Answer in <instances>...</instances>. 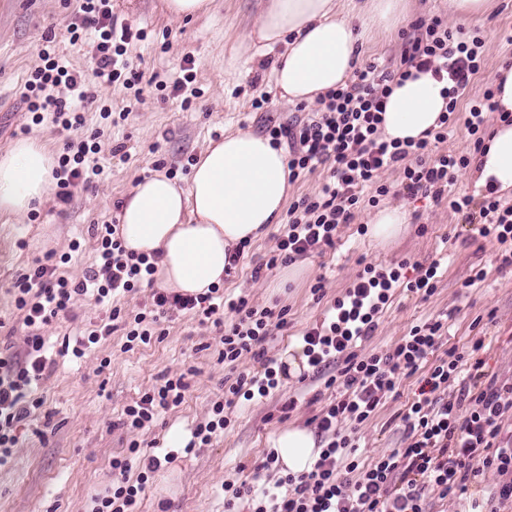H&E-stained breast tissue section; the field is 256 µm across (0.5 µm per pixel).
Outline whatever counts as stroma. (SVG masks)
<instances>
[{"mask_svg":"<svg viewBox=\"0 0 512 512\" xmlns=\"http://www.w3.org/2000/svg\"><path fill=\"white\" fill-rule=\"evenodd\" d=\"M268 0H214L208 13L174 19L162 0H112L113 13L133 28L146 32L145 40L128 51L134 68L143 75L141 95L115 85L102 89L113 111L129 107L125 121L112 124L97 108L85 112L84 134L100 132L102 151L98 163L105 175L94 187L74 188L68 205L54 195L23 219L0 217V348L25 347L21 316L9 292L11 282L48 253H72L66 275L78 277L95 261L96 242L90 225L108 224L117 217V206L141 177L154 173L158 163L179 165L178 180H187L183 167L197 158L214 135L250 130L264 133L268 123L285 124L296 119V106L284 103L272 80L277 51L251 55L245 35L258 21ZM78 9L77 0H0V152L18 140L21 127H30L39 139L60 155L67 139L51 123L32 125L22 95L32 70L39 66V51L47 34L55 36V50L71 67L91 74V48L70 43L66 29ZM448 0H405L389 29L372 23L369 16L355 18L362 43V59L388 62L398 56L402 33L419 19L447 14ZM464 35L480 32L485 40L484 67L470 93L479 95L495 69L512 63V44L504 33L512 31V0H494L485 16L462 26ZM193 55V88L199 95L190 108L164 97L155 79L178 76L183 59ZM267 93L268 104L253 108L254 98ZM389 206H404L408 222L401 236L387 243L359 234L372 208L362 209L354 223L342 226L333 248L321 256L297 259V278L287 276V265L265 269L282 225H272L268 236L251 242L239 263L221 285L226 295H249L259 306L288 307L290 324L274 331L269 357L278 359L296 346L297 335L321 322L327 302L343 297L349 283L364 265L387 267L405 263L404 274L414 277L415 265L441 260L442 276L436 293L421 299L396 290L385 305L373 336L363 344L368 352H384L410 328L441 317L448 323L444 347L472 345L484 338L479 356L500 381L512 380V266H501L498 246L480 237L474 226L447 205L405 195L391 197ZM70 252V251H69ZM260 279H253L255 267ZM486 278L474 285L466 280L473 268ZM326 276L324 301H316L310 287ZM104 310L93 301H80L72 318L48 327L51 345L60 346L64 336L93 328L104 319ZM163 340L126 345V331L93 345L86 356L56 359L55 369L39 394L45 404L21 423L19 442L10 463L0 466V512H94L96 498L112 493V460L128 454L130 441H138L146 455L168 451V433L175 428L192 433L206 423L214 402L221 400L225 378L253 369L252 358L228 366L218 360L223 327L200 323L194 316H177L166 324ZM109 367H101V360ZM185 373L188 390L181 404L160 411L154 423L130 433L120 427L125 407L139 393L159 383L163 374ZM279 386L259 401L229 410L232 425L217 433L211 443L192 452H178L176 459L149 478L136 512H224L225 483L251 479L253 467L271 449L275 434L290 426H311L323 407L336 396L323 381L299 380L279 373ZM418 387L417 376L405 378L398 393L387 395L375 417L358 429L360 463L367 464L381 451L403 447V426L398 414ZM300 396L298 407L282 415L291 396Z\"/></svg>","mask_w":512,"mask_h":512,"instance_id":"obj_1","label":"stroma"}]
</instances>
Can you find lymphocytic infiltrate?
Listing matches in <instances>:
<instances>
[{"label": "lymphocytic infiltrate", "instance_id": "1", "mask_svg": "<svg viewBox=\"0 0 512 512\" xmlns=\"http://www.w3.org/2000/svg\"><path fill=\"white\" fill-rule=\"evenodd\" d=\"M87 31L95 34L92 80L69 68L51 46L40 50L41 64L26 81L24 94L34 123L48 116L63 131L78 130L85 123L86 107L99 105L102 117H111V108L99 104L100 88L118 82L128 89L140 84L141 73L131 69L124 57L133 41L143 40V31L119 22L111 0H79L75 20L68 27L71 41H79ZM484 45L478 36L460 39L441 17L415 21L405 35L396 68L365 64L344 85L321 95L303 118L269 127L272 143L288 146L289 182L321 166L328 168L329 177L316 194L291 204L268 266L320 255L334 246L341 226L353 223L361 200L375 207L389 196L391 187L381 179L389 170L398 172L407 196L430 197L435 204H447L463 215L467 223L477 224L482 238L497 243L501 265L512 266V202L497 196L490 183L479 199L451 191L459 173L470 165L471 152L483 149L490 115L512 121L511 112H499L493 85H485L476 99L466 97L483 68ZM415 71L449 81L446 111L438 127L419 140L386 139L380 130L385 100L395 80ZM60 86L66 89L61 96L56 93ZM459 123L470 137L471 152L439 151L449 128ZM100 151L99 141L93 138L66 142L53 170L60 203L70 202L73 188H88L101 180L104 170L96 159ZM93 236L96 259L81 277L59 272V264L71 260L70 253H65L59 264H38L10 288L28 334L24 352L0 351L1 466L8 463L18 443L19 423L43 405L33 389L54 370L53 359L44 352L45 327L73 316L78 301L86 297L106 306L108 316L87 336L76 339L71 353L77 358L84 356L88 345L111 335L118 321L128 328V342L147 344L163 338L162 320L189 313L218 325L224 313L232 314L220 360L234 364L248 354L261 369L239 373L225 386L223 399L212 406L211 418L193 432L199 445L210 444L213 435L230 426L226 411L237 399L266 397L278 385L267 346L274 330L287 328V308H261L243 296L228 301L216 287L195 296L155 287L159 255L126 251L113 224L94 225ZM439 267L436 261L419 267L415 279L405 283L399 268L379 272L365 266L345 297L328 308L323 322L304 331L301 346L309 368L314 375L326 376L327 386L339 388L336 400L316 418L326 445L310 472L279 475L274 489L261 490L246 481L225 485L224 512H237L240 504L246 512H428L434 496L484 512L512 507V430L504 427V416L512 410V383H499L486 370L478 356L483 340L467 350L441 351L448 328L438 318L411 327L389 351L356 349L357 342L372 337L377 317L396 288L403 285L421 297H431ZM145 284L153 288L149 312L131 314L115 305V298ZM415 374L420 377L415 397L399 414L404 447L382 452L372 464L360 466L355 457L356 427L372 419L383 399ZM186 388L183 375H163L160 385L145 390L125 408L122 426L132 431L149 427L159 410L182 402ZM172 458L169 452L143 457L133 484L126 478L128 458L113 459L112 470L120 479L111 495L98 499L95 512H132L143 484ZM485 482L490 492L482 504L472 499L471 490Z\"/></svg>", "mask_w": 512, "mask_h": 512}]
</instances>
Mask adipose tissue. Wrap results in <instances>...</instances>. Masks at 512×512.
Masks as SVG:
<instances>
[{
    "instance_id": "adipose-tissue-1",
    "label": "adipose tissue",
    "mask_w": 512,
    "mask_h": 512,
    "mask_svg": "<svg viewBox=\"0 0 512 512\" xmlns=\"http://www.w3.org/2000/svg\"><path fill=\"white\" fill-rule=\"evenodd\" d=\"M400 0H272L247 38L258 49H279L272 71L281 99L315 103L345 84L360 62L354 17L371 15L390 25ZM444 85L428 74L394 86L381 131L390 140L422 138L436 127L447 100ZM53 158L36 139L18 141L0 153V215L19 218L44 199ZM476 187L495 181L512 195V122L498 123L475 159ZM284 148L268 136L236 131L208 141L185 182L163 174L142 177L120 206V236L126 250L160 252L161 287L197 294L222 284L225 256L243 241L265 237L281 223L288 199ZM287 472L311 471L319 453L313 430L291 426L273 440Z\"/></svg>"
}]
</instances>
